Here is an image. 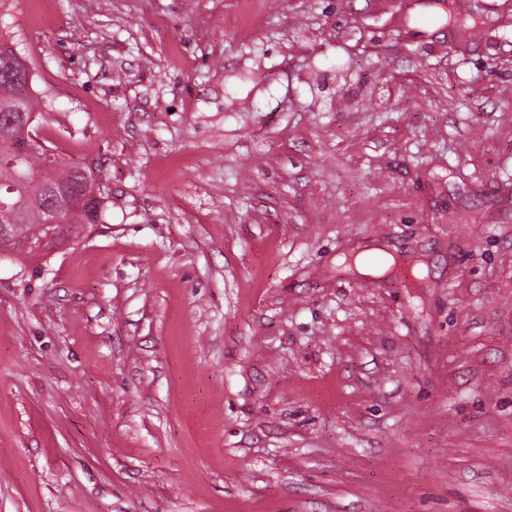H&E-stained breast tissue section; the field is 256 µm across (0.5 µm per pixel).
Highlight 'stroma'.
<instances>
[{"instance_id": "35a3bbf8", "label": "stroma", "mask_w": 512, "mask_h": 512, "mask_svg": "<svg viewBox=\"0 0 512 512\" xmlns=\"http://www.w3.org/2000/svg\"><path fill=\"white\" fill-rule=\"evenodd\" d=\"M448 3L7 0L106 200L0 258V512H512V0Z\"/></svg>"}]
</instances>
